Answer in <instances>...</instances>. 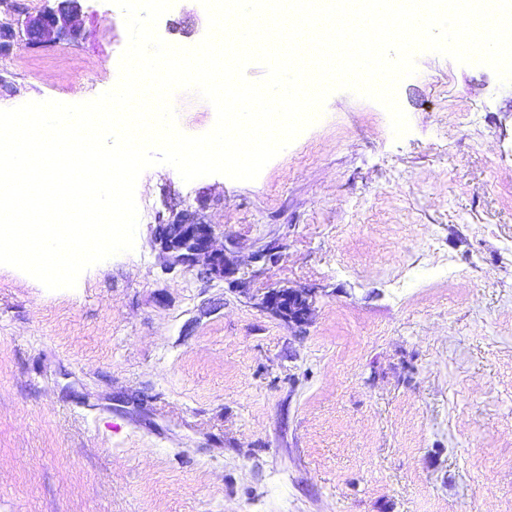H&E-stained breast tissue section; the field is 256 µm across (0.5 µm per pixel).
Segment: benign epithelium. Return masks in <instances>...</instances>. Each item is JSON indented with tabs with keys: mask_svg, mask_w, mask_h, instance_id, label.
<instances>
[{
	"mask_svg": "<svg viewBox=\"0 0 512 512\" xmlns=\"http://www.w3.org/2000/svg\"><path fill=\"white\" fill-rule=\"evenodd\" d=\"M79 0H63L55 8H46L35 14L25 15L23 29L28 38L38 42H56L76 35L73 24ZM216 235L215 226L206 224L192 212L183 210L173 214L167 222L165 236L159 240V245L175 264L194 266L203 265L204 273L211 278H224L228 271L224 251L213 248ZM297 300L304 303L305 309L295 323L307 321L310 312V302L307 296L298 293H285L272 290L264 296L263 304L271 311L282 309L284 299Z\"/></svg>",
	"mask_w": 512,
	"mask_h": 512,
	"instance_id": "7a95c632",
	"label": "benign epithelium"
}]
</instances>
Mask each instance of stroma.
I'll return each instance as SVG.
<instances>
[{
  "label": "stroma",
  "instance_id": "stroma-1",
  "mask_svg": "<svg viewBox=\"0 0 512 512\" xmlns=\"http://www.w3.org/2000/svg\"><path fill=\"white\" fill-rule=\"evenodd\" d=\"M81 5L77 39H14L0 109L116 83L123 13ZM207 29L199 0L157 25ZM397 100L399 138L331 93L253 181L148 169L134 250L74 289L0 265V512H512V82L423 52ZM183 209L224 278L156 244ZM271 290L307 292L308 322Z\"/></svg>",
  "mask_w": 512,
  "mask_h": 512
}]
</instances>
